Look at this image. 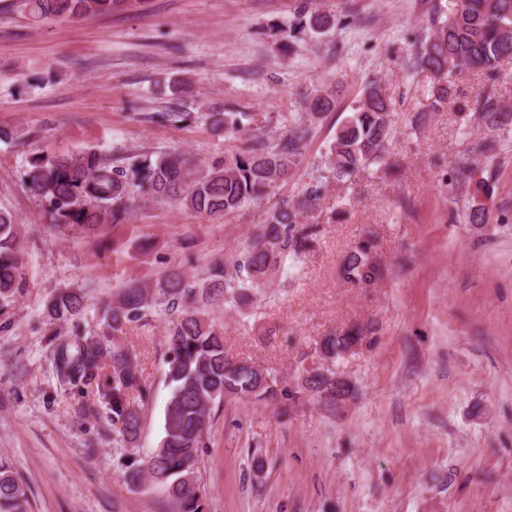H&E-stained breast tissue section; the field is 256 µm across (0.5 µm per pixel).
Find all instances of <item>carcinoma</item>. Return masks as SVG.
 Instances as JSON below:
<instances>
[{
    "label": "carcinoma",
    "mask_w": 512,
    "mask_h": 512,
    "mask_svg": "<svg viewBox=\"0 0 512 512\" xmlns=\"http://www.w3.org/2000/svg\"><path fill=\"white\" fill-rule=\"evenodd\" d=\"M143 0H22V6L36 22L75 19L88 15L123 12ZM432 31L425 36L411 66L432 74L446 83L438 85L432 107L440 108L448 99L451 78L458 72H494L512 58V0H459L456 9L444 18L431 20ZM188 88L176 91L175 101L166 111L155 112L157 123H177L183 112ZM332 105L330 93L318 90L305 101L306 114L289 113L282 122L284 131L271 139L257 136L245 151L204 164L185 152H162L120 166L94 151L78 154L36 157L25 172L28 188L49 214L53 229L120 224L146 199L171 202L212 218L226 216L265 197L277 183L285 180L302 157L312 136L307 119L321 116ZM478 107L489 130L512 124V114L503 111L491 94L479 97ZM393 105L380 84L371 81L363 90L354 112L337 129L325 153L324 167L338 182H346L373 165H387L386 145L391 131ZM215 122L224 124L225 133L250 131L256 115L250 112H212ZM487 144L477 141L458 156L453 167L455 183H470L472 156L486 152ZM321 181L311 182L295 205L283 203L264 221L255 241L234 262L235 274L226 276L224 265L211 267L201 287L184 283L171 273L154 285L131 284L118 305L112 307V331L141 320L155 304H165L174 314L167 329L169 355L165 376L171 394L164 414V436L147 461V477L167 486L177 512H204L193 475L202 447L204 430L212 407L230 398L267 401L288 409L308 392L326 405H339L336 392L355 395L353 382L337 385L336 371L315 376L290 388L268 370L244 359L235 360L224 351V335L205 318L204 307L215 297L238 310L254 307L259 288L274 281L282 263L300 259L315 235L309 224L299 222L304 208L319 198ZM368 240L358 244L347 256L342 273L352 282L365 281L374 271ZM20 246L13 218L0 209V306L21 292ZM83 296L65 289L49 304L57 320L80 314ZM108 333L75 345L61 343L54 354L55 368L64 383L87 384L102 378L96 390L112 410V422L120 424L122 436L133 439L140 431V415L133 402L147 400L141 376L131 367L129 354L108 349ZM374 338L361 327L352 326L321 338L319 352L336 363L355 345L371 344ZM112 354V373L103 377L104 358ZM29 496L13 465L0 458V512H28Z\"/></svg>",
    "instance_id": "obj_1"
}]
</instances>
